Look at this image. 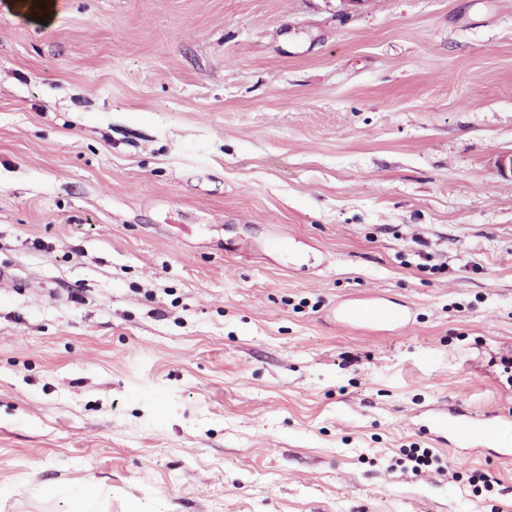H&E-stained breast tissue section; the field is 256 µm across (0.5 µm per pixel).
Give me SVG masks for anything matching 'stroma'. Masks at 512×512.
Returning a JSON list of instances; mask_svg holds the SVG:
<instances>
[{
  "label": "stroma",
  "instance_id": "obj_1",
  "mask_svg": "<svg viewBox=\"0 0 512 512\" xmlns=\"http://www.w3.org/2000/svg\"><path fill=\"white\" fill-rule=\"evenodd\" d=\"M511 152L512 0L0 6V512H512ZM345 319L374 322V323H392L402 319V314L393 311L382 305L368 306H344L341 309ZM456 421V440L462 444L477 443L483 446L494 444L501 429L511 427L509 421H486L474 415Z\"/></svg>",
  "mask_w": 512,
  "mask_h": 512
}]
</instances>
